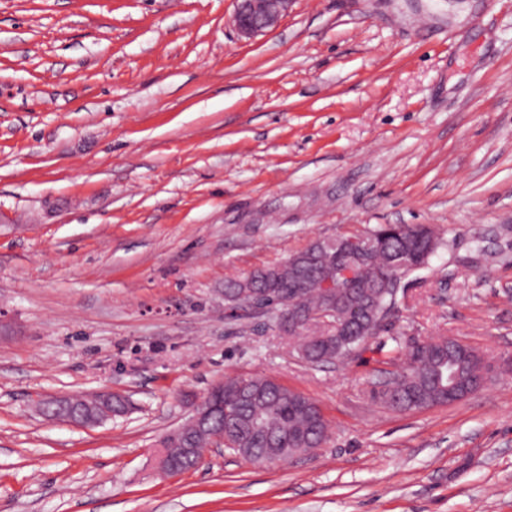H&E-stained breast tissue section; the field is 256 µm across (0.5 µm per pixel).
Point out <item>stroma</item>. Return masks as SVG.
<instances>
[{
    "instance_id": "stroma-1",
    "label": "stroma",
    "mask_w": 512,
    "mask_h": 512,
    "mask_svg": "<svg viewBox=\"0 0 512 512\" xmlns=\"http://www.w3.org/2000/svg\"><path fill=\"white\" fill-rule=\"evenodd\" d=\"M234 0H0V512H512V0H294L248 39ZM427 224L384 336H452L479 393L398 411L364 351L301 360L224 284L313 240ZM315 400L320 448L162 438L216 382ZM126 395L93 427L49 395ZM172 456H179L180 461L182 462L183 471L190 470L196 467V460L192 456H187L184 454V448H181L180 443H173L171 448H167ZM172 456H169L168 452L165 450V447L162 446V451L160 454V466L161 468L169 475H176L180 471V463L175 460Z\"/></svg>"
}]
</instances>
